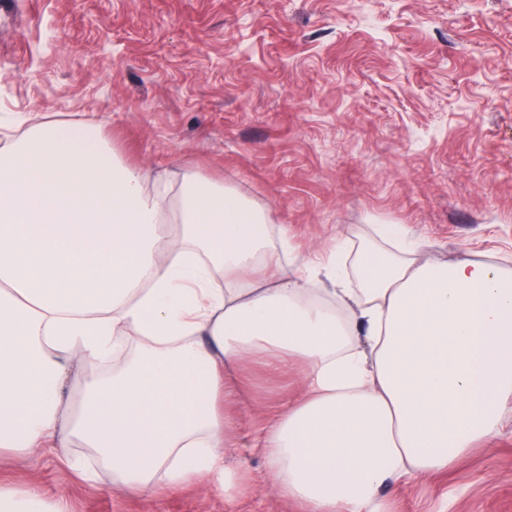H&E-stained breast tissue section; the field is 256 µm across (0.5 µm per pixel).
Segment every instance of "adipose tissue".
<instances>
[{
  "mask_svg": "<svg viewBox=\"0 0 512 512\" xmlns=\"http://www.w3.org/2000/svg\"><path fill=\"white\" fill-rule=\"evenodd\" d=\"M273 216L188 169L148 184L101 127L33 122L0 151V453L51 452L153 497L230 498L224 411L256 360L305 367L257 437L265 482L305 512H385L512 406V269L425 259L398 224L294 254Z\"/></svg>",
  "mask_w": 512,
  "mask_h": 512,
  "instance_id": "ef3b65f1",
  "label": "adipose tissue"
}]
</instances>
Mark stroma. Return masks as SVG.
<instances>
[{
    "label": "stroma",
    "mask_w": 512,
    "mask_h": 512,
    "mask_svg": "<svg viewBox=\"0 0 512 512\" xmlns=\"http://www.w3.org/2000/svg\"><path fill=\"white\" fill-rule=\"evenodd\" d=\"M91 118L150 177L185 168L275 214L300 256L400 224L432 258L512 266V0H0V148L23 117ZM230 466L253 489L158 498L54 455L0 457V484L66 512H303L263 482L254 432L298 373L245 365ZM388 512H512V412Z\"/></svg>",
    "instance_id": "obj_1"
}]
</instances>
